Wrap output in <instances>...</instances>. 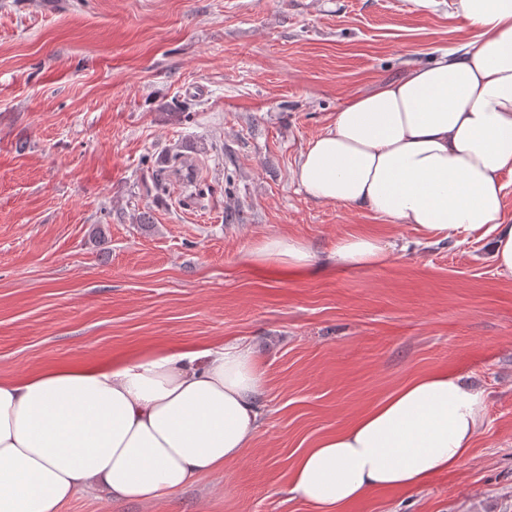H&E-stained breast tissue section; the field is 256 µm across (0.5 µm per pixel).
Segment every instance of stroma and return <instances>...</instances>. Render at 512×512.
Segmentation results:
<instances>
[{
	"mask_svg": "<svg viewBox=\"0 0 512 512\" xmlns=\"http://www.w3.org/2000/svg\"><path fill=\"white\" fill-rule=\"evenodd\" d=\"M453 2L0 0V378L233 342L263 377L253 445L223 472L61 512H314L289 492L296 459L430 371L483 393L468 456L345 512H512V281L491 237L435 238L293 179L339 106L476 40ZM352 234L387 260L329 265ZM273 236L316 264L252 262Z\"/></svg>",
	"mask_w": 512,
	"mask_h": 512,
	"instance_id": "1",
	"label": "stroma"
}]
</instances>
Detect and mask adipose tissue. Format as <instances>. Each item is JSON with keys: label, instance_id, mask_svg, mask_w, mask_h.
Returning <instances> with one entry per match:
<instances>
[{"label": "adipose tissue", "instance_id": "adipose-tissue-1", "mask_svg": "<svg viewBox=\"0 0 512 512\" xmlns=\"http://www.w3.org/2000/svg\"><path fill=\"white\" fill-rule=\"evenodd\" d=\"M454 14L478 31L476 45L342 105L293 177L311 199L431 236L490 234L496 272L512 279L502 180L512 174V0H455ZM386 257L381 239L350 235L331 262ZM251 259L285 271L314 262L285 236ZM262 385L255 350L233 343L0 380V512H60L81 488L164 500L250 448ZM483 403L456 374L421 375L306 449L290 492L315 512H342L370 489L424 486L468 456Z\"/></svg>", "mask_w": 512, "mask_h": 512}]
</instances>
